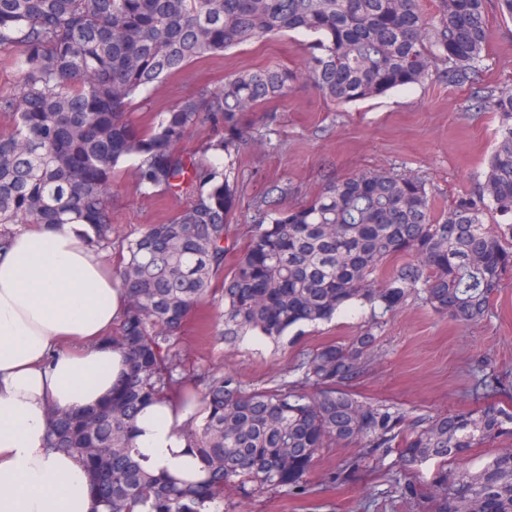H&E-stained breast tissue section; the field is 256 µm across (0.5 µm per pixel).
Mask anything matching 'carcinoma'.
I'll return each mask as SVG.
<instances>
[{"label": "carcinoma", "mask_w": 512, "mask_h": 512, "mask_svg": "<svg viewBox=\"0 0 512 512\" xmlns=\"http://www.w3.org/2000/svg\"><path fill=\"white\" fill-rule=\"evenodd\" d=\"M287 32L315 36L301 71L241 72L183 98L146 130L131 121L133 99L161 79ZM487 40V0H439L434 21L422 0H0V52L20 49L18 89L0 94V112L13 118L0 132V250L16 224H80L89 245L112 246V177L129 158L139 185L193 194L127 244L118 272L126 309L105 338L126 359L112 396L50 412L47 447L79 458L102 512H220L228 486L304 498L319 452L350 444L364 452L335 483L376 472L395 453L405 475L394 489L412 512H512L511 445L476 469L463 464L472 449L512 438V410L493 400L497 379L483 380L475 407L415 424L348 390L374 353L368 331L304 353L294 384L260 389L215 372L200 394L172 350L198 304L216 294L228 345L247 335L277 344L293 326L356 303L384 315L413 296L455 322L483 320L512 268V88L484 101L498 128L478 194L436 216L414 176L370 171L331 181L275 217L258 209L227 273L235 190L224 169L249 113L299 79L338 104L419 85L439 61L448 80L463 81ZM202 123L221 135L198 159L180 144ZM150 404L194 406L181 432L203 475L157 473L139 451L136 422ZM427 463L436 470L425 483L415 470Z\"/></svg>", "instance_id": "cac0c4a2"}]
</instances>
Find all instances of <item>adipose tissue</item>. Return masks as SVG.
<instances>
[{"label":"adipose tissue","mask_w":512,"mask_h":512,"mask_svg":"<svg viewBox=\"0 0 512 512\" xmlns=\"http://www.w3.org/2000/svg\"><path fill=\"white\" fill-rule=\"evenodd\" d=\"M124 309L109 260L78 225H29L0 253V512H99L81 461L48 448V410L111 393L125 359L104 337ZM188 416L139 415L136 444L154 469L196 467L180 435Z\"/></svg>","instance_id":"ef3b65f1"}]
</instances>
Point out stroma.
I'll return each instance as SVG.
<instances>
[{
	"label": "stroma",
	"instance_id": "1",
	"mask_svg": "<svg viewBox=\"0 0 512 512\" xmlns=\"http://www.w3.org/2000/svg\"><path fill=\"white\" fill-rule=\"evenodd\" d=\"M488 15V45L474 82L454 84L435 75L408 89L339 106L301 81L284 98L257 108L248 118L249 140L230 173L237 201L228 218L234 249L225 265H232L237 250L247 244L258 205L273 213L288 211L312 200L331 180L374 170L413 175L425 182L437 215L458 195L475 191L497 129L494 113L477 108L475 95L512 88V21L493 8ZM307 41L297 33L269 35L192 63L138 94L131 119L146 126L199 88L220 89L226 77L240 71L302 68ZM134 165V159H127L113 180L115 256L143 227L166 222L193 200L186 193L172 196L139 186ZM216 316L215 305L203 304L177 342L192 381L216 370L234 375L248 388L292 381L303 353L367 330L376 346L373 360L351 386L359 400L395 404L414 421L474 405L482 379L494 373L504 383L498 400L512 406V274L484 320L468 325L436 315L412 297L381 318H373L369 306L356 304L331 320L291 328L277 345L247 336L229 346L216 335ZM357 452L354 445L324 449L313 463L311 492L305 498L284 492L244 497L229 489L224 512H410L390 493L392 476L402 472L397 456L387 457L376 474L348 484L331 482V473Z\"/></svg>",
	"mask_w": 512,
	"mask_h": 512
}]
</instances>
